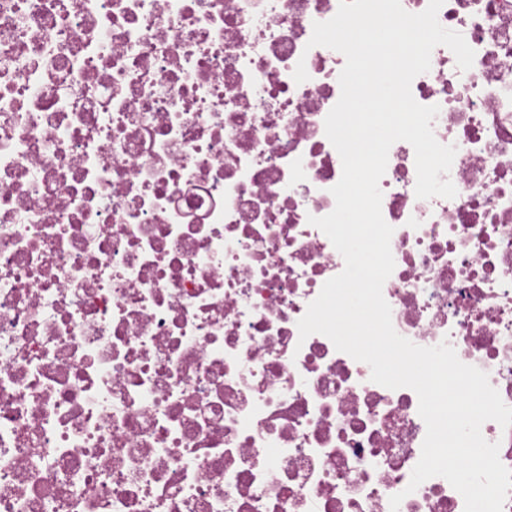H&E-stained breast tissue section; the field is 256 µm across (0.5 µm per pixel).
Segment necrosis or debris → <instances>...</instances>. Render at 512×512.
I'll return each mask as SVG.
<instances>
[{
	"label": "necrosis or debris",
	"instance_id": "4bbe7bcc",
	"mask_svg": "<svg viewBox=\"0 0 512 512\" xmlns=\"http://www.w3.org/2000/svg\"><path fill=\"white\" fill-rule=\"evenodd\" d=\"M340 0H0V512H464L408 491L409 388L297 323L342 255L325 134ZM412 82L456 146L415 195L395 142L383 285L398 334L451 345L512 407V0H445ZM304 64L307 81L293 73Z\"/></svg>",
	"mask_w": 512,
	"mask_h": 512
}]
</instances>
